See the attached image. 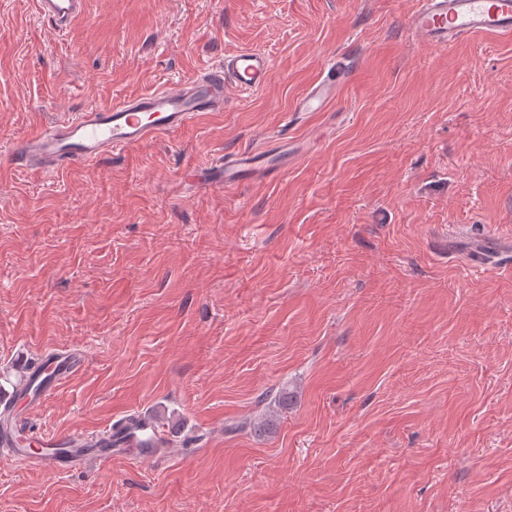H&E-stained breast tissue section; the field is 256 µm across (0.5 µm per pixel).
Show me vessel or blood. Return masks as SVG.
<instances>
[{"mask_svg": "<svg viewBox=\"0 0 512 512\" xmlns=\"http://www.w3.org/2000/svg\"><path fill=\"white\" fill-rule=\"evenodd\" d=\"M39 14L55 31L68 29L86 13V0H36ZM410 28L424 41L451 48L464 37L479 34L512 36V0H418L409 16ZM270 59L261 52L247 51L225 58L191 81L174 88L157 90L141 97L105 107H95L50 126L40 128L11 148L10 160L20 169L51 172L73 164H86L117 151L137 147L159 134L177 135L197 113L224 109L227 86L254 91L266 83ZM336 97V76L328 74L297 99L298 112L322 111ZM288 157L287 142L275 153L260 156L241 150L225 155L196 175L201 187H237L270 177ZM82 364L77 355L60 357L53 365L40 362L28 370L30 384L39 388L29 395L31 407H39L62 381ZM115 428H108L96 447L84 438L61 435L39 438L40 450L32 454L14 449L16 460L41 464L59 471L85 468L120 456L135 461L154 460L164 455L166 432L149 420L131 428L122 442H115Z\"/></svg>", "mask_w": 512, "mask_h": 512, "instance_id": "b4317fda", "label": "vessel or blood"}]
</instances>
